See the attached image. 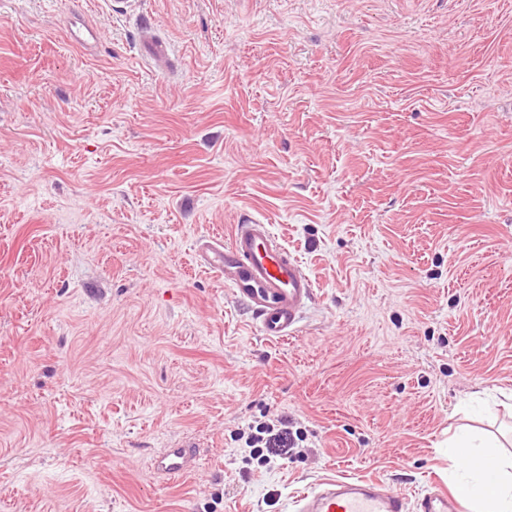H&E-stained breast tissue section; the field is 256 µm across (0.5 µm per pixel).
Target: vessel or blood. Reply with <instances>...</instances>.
I'll return each mask as SVG.
<instances>
[{
	"instance_id": "vessel-or-blood-1",
	"label": "vessel or blood",
	"mask_w": 512,
	"mask_h": 512,
	"mask_svg": "<svg viewBox=\"0 0 512 512\" xmlns=\"http://www.w3.org/2000/svg\"><path fill=\"white\" fill-rule=\"evenodd\" d=\"M199 264L223 278L236 297L253 315L260 336L279 341L295 335L302 316L314 296V286L301 263L271 231L254 217L236 224L228 242L198 241ZM191 451L168 448L154 460L157 472L185 473ZM407 499L386 489L375 479L331 476L303 494L294 512H407ZM417 512H463L460 501L445 490L419 497Z\"/></svg>"
}]
</instances>
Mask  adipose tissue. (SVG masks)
Listing matches in <instances>:
<instances>
[{"mask_svg": "<svg viewBox=\"0 0 512 512\" xmlns=\"http://www.w3.org/2000/svg\"><path fill=\"white\" fill-rule=\"evenodd\" d=\"M495 439L475 442L465 432L448 440V460L459 477L456 495L468 512H512V476Z\"/></svg>", "mask_w": 512, "mask_h": 512, "instance_id": "adipose-tissue-1", "label": "adipose tissue"}]
</instances>
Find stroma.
I'll return each instance as SVG.
<instances>
[{
	"instance_id": "35a3bbf8",
	"label": "stroma",
	"mask_w": 512,
	"mask_h": 512,
	"mask_svg": "<svg viewBox=\"0 0 512 512\" xmlns=\"http://www.w3.org/2000/svg\"><path fill=\"white\" fill-rule=\"evenodd\" d=\"M247 216L314 285L284 341L192 260ZM511 394L512 0H0V512L413 500ZM190 459V448H185L184 446L168 448L155 458L154 468L157 472L166 475L183 474L190 467ZM407 504L378 480L333 475L296 500L294 512H407Z\"/></svg>"
}]
</instances>
